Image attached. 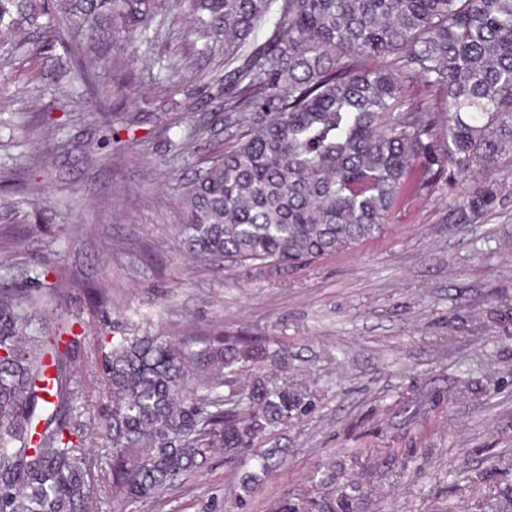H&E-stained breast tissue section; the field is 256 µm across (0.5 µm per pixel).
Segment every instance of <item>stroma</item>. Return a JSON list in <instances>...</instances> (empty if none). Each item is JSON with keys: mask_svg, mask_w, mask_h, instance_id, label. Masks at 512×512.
I'll return each mask as SVG.
<instances>
[{"mask_svg": "<svg viewBox=\"0 0 512 512\" xmlns=\"http://www.w3.org/2000/svg\"><path fill=\"white\" fill-rule=\"evenodd\" d=\"M190 24L169 0L157 38L122 55L131 125L91 111L90 85L53 59L0 60V290L21 287L20 269L44 271L70 290L46 306L47 325L78 320L91 342L144 314L154 333L190 340L220 325L285 351L272 376L314 411L276 432L288 465L242 512L301 500L324 512L331 473L353 512H512V160L494 173L500 205L476 224L449 223L452 194L417 171L383 233L355 250L273 278L193 262L179 202L224 150L222 100L193 73L223 72L224 53L172 75ZM90 285L106 290L103 319L89 315ZM253 469L252 456L215 453L135 512H226Z\"/></svg>", "mask_w": 512, "mask_h": 512, "instance_id": "stroma-1", "label": "stroma"}]
</instances>
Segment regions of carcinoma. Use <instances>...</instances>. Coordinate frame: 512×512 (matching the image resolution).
<instances>
[{"label": "carcinoma", "instance_id": "obj_1", "mask_svg": "<svg viewBox=\"0 0 512 512\" xmlns=\"http://www.w3.org/2000/svg\"><path fill=\"white\" fill-rule=\"evenodd\" d=\"M188 51L224 49V74L203 82L223 97L230 145L188 187L177 232L194 260L251 274H286L379 236L410 170L452 189L450 207L475 224L496 207L489 178L512 159V0H185ZM162 0H0V53L41 57L69 45L59 73L91 81L112 71L122 102L133 74L103 50L147 37ZM416 84L439 91L427 107ZM0 290V512H85L110 444L112 497L160 496L217 450L253 452L269 473L283 449L264 444L313 405L264 368L288 355L217 327L190 344L138 327L98 341L88 372L105 404L97 431L73 415L83 337L42 305L68 289Z\"/></svg>", "mask_w": 512, "mask_h": 512}]
</instances>
